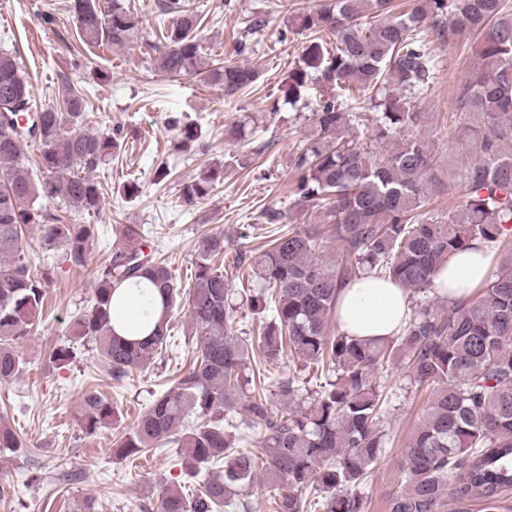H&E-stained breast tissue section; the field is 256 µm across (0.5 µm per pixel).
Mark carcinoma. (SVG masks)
I'll list each match as a JSON object with an SVG mask.
<instances>
[{
  "mask_svg": "<svg viewBox=\"0 0 512 512\" xmlns=\"http://www.w3.org/2000/svg\"><path fill=\"white\" fill-rule=\"evenodd\" d=\"M172 25L162 29L155 68L172 77L206 73L232 96L257 83L259 72L228 61L215 67L196 30L200 18L182 0H161ZM81 44L124 47L142 24L126 0H70ZM308 34L284 88L290 106L311 108L313 134L291 159L289 208L314 211V224H281L269 209L261 245L230 247L224 232L195 244L192 284L178 287L155 256L149 230L123 224L122 244L97 271L91 304L70 326L73 339L54 346L59 368L89 340L117 382L147 368L171 338L169 323L188 314L190 368L128 426L119 458H134L175 442L200 490L164 486L157 512H220L237 488L279 491L275 512H366L364 489L389 444L391 401L378 373L391 365L426 391L400 461L401 487L388 512H507L512 491V12L502 0H324L288 15ZM476 34L478 65L456 91V111L479 122L478 156L459 171H440L435 142L423 132L419 107L437 72L435 49ZM0 383L20 371L16 346L42 318L50 268H32L26 233L37 227L47 250L61 247L82 266L95 239L92 224L68 214L97 213L102 187L93 173L119 149L116 136L86 129L87 99L69 89L57 104L38 108L37 135L17 129L34 104L19 57L0 52ZM364 111L349 106L354 91ZM179 148L193 149V126L180 128ZM42 146L45 176L23 172L25 149ZM223 174L215 165L182 183L192 204L207 198ZM452 182L462 203L432 206V194ZM59 203L47 212L38 200ZM484 242L504 252L498 268L469 298L435 305L434 280L455 252ZM366 275L409 293L399 333L368 341L336 324L340 290ZM145 279L158 289L133 336L117 332L116 305L124 283ZM234 279L250 284L234 301ZM260 323L240 335L237 319ZM289 357L316 366L325 382L308 391L300 376L249 374L259 358L277 366ZM308 402L275 415L269 401ZM82 428L92 434L118 419L112 402L84 396ZM258 430L262 448L241 447L242 431ZM23 447L0 422V449Z\"/></svg>",
  "mask_w": 512,
  "mask_h": 512,
  "instance_id": "cac0c4a2",
  "label": "carcinoma"
}]
</instances>
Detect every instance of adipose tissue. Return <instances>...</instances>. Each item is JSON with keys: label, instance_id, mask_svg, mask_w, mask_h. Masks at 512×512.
Returning a JSON list of instances; mask_svg holds the SVG:
<instances>
[{"label": "adipose tissue", "instance_id": "1", "mask_svg": "<svg viewBox=\"0 0 512 512\" xmlns=\"http://www.w3.org/2000/svg\"><path fill=\"white\" fill-rule=\"evenodd\" d=\"M489 273V249L475 244L449 259L434 280L435 288L452 303L469 295ZM407 304V293L395 284L373 277L356 280L338 296V329L363 339L392 336L405 317Z\"/></svg>", "mask_w": 512, "mask_h": 512}]
</instances>
